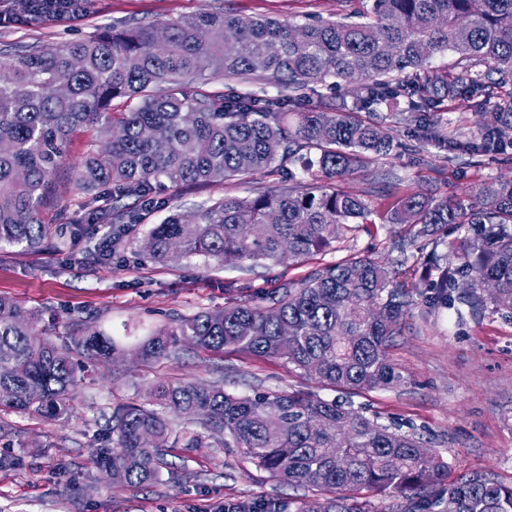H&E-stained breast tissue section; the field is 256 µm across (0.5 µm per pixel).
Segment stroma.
I'll return each instance as SVG.
<instances>
[{"label": "stroma", "mask_w": 512, "mask_h": 512, "mask_svg": "<svg viewBox=\"0 0 512 512\" xmlns=\"http://www.w3.org/2000/svg\"><path fill=\"white\" fill-rule=\"evenodd\" d=\"M360 0H95L89 14L65 23L0 20V49L60 45L123 21L161 23L225 9L244 16H267L302 23L336 20L361 9ZM402 190L443 195L483 182L512 179V162L484 159L452 162L435 144L400 151L345 177L341 188L376 203L390 198L389 176ZM299 188V181L258 172L242 179L196 187L165 185L168 211L191 212L226 196ZM44 220L61 224L55 207ZM62 226L60 245L32 252L0 251V295L12 297L40 315L56 319V342L74 331L105 329L114 336H143L171 319L224 306L234 288L271 289L298 280L312 269L361 255L392 264L400 253L393 242L412 238L407 224H363L334 250L303 262L197 260L155 262L128 244L119 255L87 263L72 243L71 225ZM387 356L407 377L405 386L352 395L354 407L379 422H396L428 440L448 464V481L475 470L493 471L512 484V319L496 312L479 322L451 310L416 305L406 314ZM206 382L226 391H319V384L279 357L241 352L213 354L184 348L179 359L145 360L135 354L101 359L87 366L68 417L0 413V456L19 459L0 470V512H219L227 504L255 499L287 501L299 489L272 479L239 449L203 437L194 448L176 447L169 462L187 476L159 479L140 488L113 484L96 467L91 436L119 403H144L157 382Z\"/></svg>", "instance_id": "obj_1"}]
</instances>
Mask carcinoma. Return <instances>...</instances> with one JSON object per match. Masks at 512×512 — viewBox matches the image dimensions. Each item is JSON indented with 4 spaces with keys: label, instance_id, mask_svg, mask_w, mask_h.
<instances>
[{
    "label": "carcinoma",
    "instance_id": "obj_1",
    "mask_svg": "<svg viewBox=\"0 0 512 512\" xmlns=\"http://www.w3.org/2000/svg\"><path fill=\"white\" fill-rule=\"evenodd\" d=\"M453 69H430L445 53ZM512 85V0H371L340 20L281 22L202 12L164 24L107 26L60 46L0 57V249L39 250L57 232L43 221L70 138L93 132L84 159L70 169L88 194L87 217L112 225L100 261L135 232L137 216L166 208L155 184L194 187L267 171L306 176L298 190L224 197L192 217L169 215L142 243L157 262L199 258L300 261L325 251L356 224L370 223L372 202L333 183L392 154L397 142L358 112L400 104V123L418 144L453 158L512 160V96H494L474 68ZM254 80L255 91L216 95L207 81ZM364 81L352 105L305 108L294 93ZM122 100L123 109L112 107ZM479 114L477 135L445 136V100ZM112 186L109 207L98 190ZM385 223L411 224L416 237L439 227L467 229L448 252L422 256L425 288L390 268L352 255L270 291L237 297L160 326L136 343L145 359L174 358L182 345L282 357L322 385L352 393L390 389L406 378L388 359V342L418 301L512 315V180L467 193L395 195ZM291 330L288 338L283 328ZM122 341L104 331L57 344L34 326L22 303L0 296V411L62 419L85 372L83 361L109 358ZM200 420L209 437L239 448L272 478L320 491L288 502V512H512V485L476 470L443 486L448 464L420 436L381 424L335 399L312 393L239 395L214 384H158L149 404L112 408V426L96 433L95 456L116 482L138 488L159 479L166 444L194 448L199 436L176 433L177 419ZM366 490L379 499L360 500ZM241 512H283L274 500L232 505Z\"/></svg>",
    "mask_w": 512,
    "mask_h": 512
}]
</instances>
